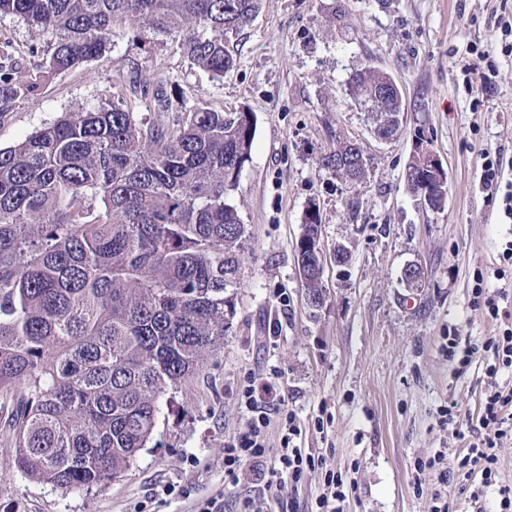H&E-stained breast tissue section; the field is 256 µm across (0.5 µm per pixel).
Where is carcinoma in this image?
<instances>
[{
    "label": "carcinoma",
    "instance_id": "obj_1",
    "mask_svg": "<svg viewBox=\"0 0 512 512\" xmlns=\"http://www.w3.org/2000/svg\"><path fill=\"white\" fill-rule=\"evenodd\" d=\"M258 9L0 0L1 16L55 35L34 70L0 63V112L100 56L118 21L182 33L183 55L222 77L234 67L224 33ZM388 78L368 67L349 89L391 128L403 105L377 94ZM253 129L249 112L206 106L144 128L109 102L0 149V436L24 476L65 491L107 486L150 439L167 389L224 346L245 234L230 195Z\"/></svg>",
    "mask_w": 512,
    "mask_h": 512
}]
</instances>
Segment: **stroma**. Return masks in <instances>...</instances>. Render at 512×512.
Here are the masks:
<instances>
[{
    "instance_id": "35a3bbf8",
    "label": "stroma",
    "mask_w": 512,
    "mask_h": 512,
    "mask_svg": "<svg viewBox=\"0 0 512 512\" xmlns=\"http://www.w3.org/2000/svg\"><path fill=\"white\" fill-rule=\"evenodd\" d=\"M512 0H262L251 23L224 35L234 67L215 78L194 66L177 38L119 24L103 57L49 76L38 94L0 112V148L15 145L62 113L122 102L136 121L170 122L196 106L255 119L251 157L232 193L245 226L236 315L224 347L160 400L153 434L121 473L99 490L64 491L29 479L0 448V512H196L224 498V512L251 499L275 512L267 464L247 467L224 487V443L245 428L237 400L246 374L274 378L299 433L293 447L323 467L286 499L311 512L327 471L354 487L344 512H427L434 491L449 512H498L512 487V437L500 439L497 483L482 487L464 470L447 483L417 474V462L445 452L462 458L480 428L491 385L512 387V370L489 378V342L512 315V242L501 196L480 182L481 155L500 150L512 178V56L501 25ZM50 33L0 16V53L21 71L35 69ZM498 68L483 100L464 84L471 46ZM374 67L389 74L405 104L403 126L379 139L374 118L351 95L350 76ZM169 101L159 112L157 95ZM446 162L444 209L422 208L405 190L415 139ZM359 143L364 179L351 184L321 166L340 141ZM317 206L326 246L346 243L348 266L328 263L321 306L305 300L294 246L309 206ZM422 271L411 290L405 266ZM504 293L501 318L483 298ZM453 407L454 419L443 415ZM192 485L190 498L156 504L164 484Z\"/></svg>"
}]
</instances>
